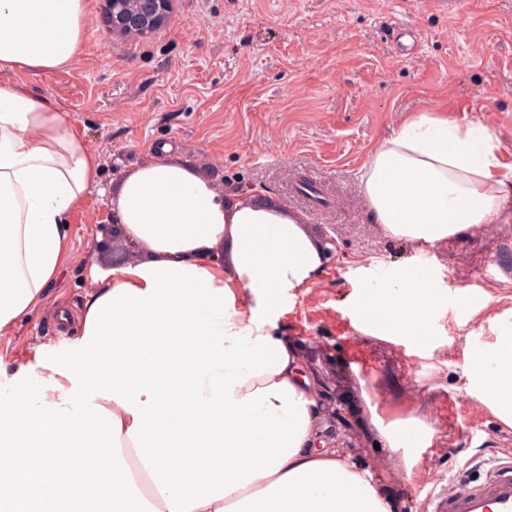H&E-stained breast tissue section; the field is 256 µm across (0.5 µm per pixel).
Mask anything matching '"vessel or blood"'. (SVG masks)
I'll list each match as a JSON object with an SVG mask.
<instances>
[{
	"label": "vessel or blood",
	"mask_w": 512,
	"mask_h": 512,
	"mask_svg": "<svg viewBox=\"0 0 512 512\" xmlns=\"http://www.w3.org/2000/svg\"><path fill=\"white\" fill-rule=\"evenodd\" d=\"M432 512H512V460L487 472L479 484L441 491Z\"/></svg>",
	"instance_id": "1"
}]
</instances>
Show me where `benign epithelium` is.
Listing matches in <instances>:
<instances>
[{
  "label": "benign epithelium",
  "mask_w": 512,
  "mask_h": 512,
  "mask_svg": "<svg viewBox=\"0 0 512 512\" xmlns=\"http://www.w3.org/2000/svg\"><path fill=\"white\" fill-rule=\"evenodd\" d=\"M173 0H157L143 6L141 0H104V18L112 32L123 35H146L159 31L170 18ZM321 401L322 437L333 440L350 429L347 405L317 371L309 372Z\"/></svg>",
  "instance_id": "benign-epithelium-1"
}]
</instances>
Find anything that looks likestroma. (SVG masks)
Here are the masks:
<instances>
[{"instance_id":"obj_1","label":"stroma","mask_w":512,"mask_h":512,"mask_svg":"<svg viewBox=\"0 0 512 512\" xmlns=\"http://www.w3.org/2000/svg\"><path fill=\"white\" fill-rule=\"evenodd\" d=\"M87 26L80 58L30 84L60 102L97 154L101 190L71 217L70 257L46 307L0 335V360L57 353L77 336L78 323H58L55 307L79 308L94 288L90 266L131 258L101 193L145 150L168 144L219 189L269 196L318 240L334 239L322 274L289 299L279 325L356 400L360 462L379 471L397 512H424L431 494L479 484L512 457V430L466 394L461 373L466 347L512 308V198L492 223L423 250L373 224L360 184L379 143L420 114L488 127L512 162V0H464L454 12L434 0H175L167 25L145 36L112 33L96 0ZM310 182L326 207L295 193ZM414 262L480 307L449 308L429 359L359 332L351 318L364 277ZM368 392L431 422L433 444L412 473L381 446Z\"/></svg>"}]
</instances>
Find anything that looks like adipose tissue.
Masks as SVG:
<instances>
[{
    "mask_svg": "<svg viewBox=\"0 0 512 512\" xmlns=\"http://www.w3.org/2000/svg\"><path fill=\"white\" fill-rule=\"evenodd\" d=\"M84 0H0V333L43 306L68 258L73 212L100 163L51 95L21 74L70 67L87 38ZM487 127L420 115L365 165L362 189L387 235L430 249L490 223L512 196ZM109 204L132 261L94 275L66 355L35 351L0 375V468L8 512H394L370 468L321 448L320 405L277 317L308 292L326 254L302 216L220 191L191 159L153 152ZM223 264L206 261L216 246ZM448 306L430 270L363 281L360 332L431 350ZM462 377L512 429V318L470 349ZM386 447L413 470L435 430L368 399ZM94 419L96 435L82 424ZM195 422L220 460L192 464L177 439ZM224 432L212 433L215 423ZM112 451L100 478L93 448ZM208 485L186 491L187 481Z\"/></svg>",
    "mask_w": 512,
    "mask_h": 512,
    "instance_id": "obj_1",
    "label": "adipose tissue"
}]
</instances>
